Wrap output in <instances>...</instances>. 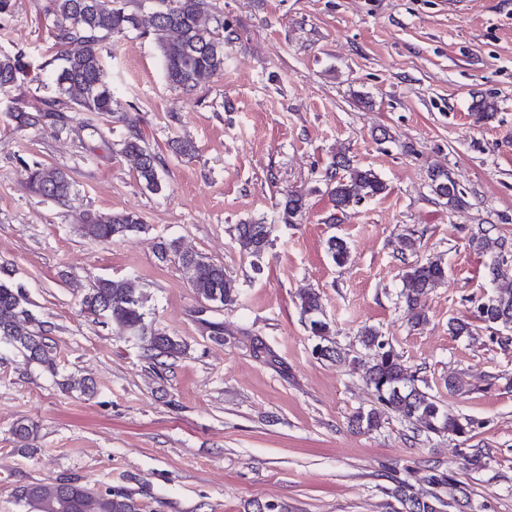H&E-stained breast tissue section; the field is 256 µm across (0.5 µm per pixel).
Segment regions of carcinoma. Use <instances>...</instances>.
I'll list each match as a JSON object with an SVG mask.
<instances>
[{
  "instance_id": "1",
  "label": "carcinoma",
  "mask_w": 512,
  "mask_h": 512,
  "mask_svg": "<svg viewBox=\"0 0 512 512\" xmlns=\"http://www.w3.org/2000/svg\"><path fill=\"white\" fill-rule=\"evenodd\" d=\"M140 0H50L53 34L60 50L58 64L53 69L55 96L27 109L10 111L18 128L50 125L59 131L70 127L71 111L94 116L110 115L122 123L127 133L120 140L119 153L135 170L145 189L160 193L164 183L160 174L161 159L145 145L135 131L132 120L121 111L112 88L103 81L102 42L110 37L139 31L143 18L139 8L131 4ZM152 35L163 57L168 84L184 91H194L208 85L224 71V17L216 12L211 0H153L149 15ZM78 43L81 49L70 52L67 46ZM28 64L21 52L0 54V94L8 92L27 74ZM495 102L481 99L471 108L474 122L493 118ZM29 183L38 196L56 202L69 198L73 188L71 176L64 170L40 162L26 165ZM431 190L450 206L464 203L463 192L444 166L429 173ZM326 194L333 210L345 214L367 199L383 194L386 183L370 168L352 163L344 153L334 157L325 173ZM305 196L295 192L278 203L282 224H299L305 213ZM143 224L130 211L108 215L87 214L82 224L84 236L107 241L139 232ZM237 240L248 255L258 258L267 249L263 233H272L269 224H239ZM482 252L496 256L501 247L498 240L484 229L472 237ZM327 252L340 265L348 258L347 242L340 237L327 241ZM200 273L192 284L196 296L209 303L228 306L236 303L239 289L236 281L224 272V265L196 255ZM447 271L441 261L427 258L406 263L403 273L406 306L415 311V324L421 325L426 314L420 300L441 285ZM148 297L131 278L102 279L81 299L82 310L100 317L121 335L142 343L153 359L176 358L182 354V344L174 337L152 328L148 322ZM31 302L22 284L13 279V271L0 265V344L5 343L29 363H36L56 374V363L47 342V330L30 309ZM478 316L488 328L512 331V279L499 285L496 293L477 307ZM300 313L310 334L321 343L320 358L333 360L340 353L327 344L332 328L323 315L321 296L313 289L300 295ZM359 342L374 351L373 363L366 372L367 385L379 404L415 424L419 430L436 436H464L472 422L448 413L432 395L418 386V376L403 363L401 356L385 341L379 329L364 326L359 330ZM382 414L375 409L358 412L353 422L369 431L381 428ZM12 434L27 448L36 438L37 426L27 420L17 421ZM15 497L28 512H141V505L126 490L107 489L96 492L75 480H59L44 484L32 482L15 490Z\"/></svg>"
}]
</instances>
